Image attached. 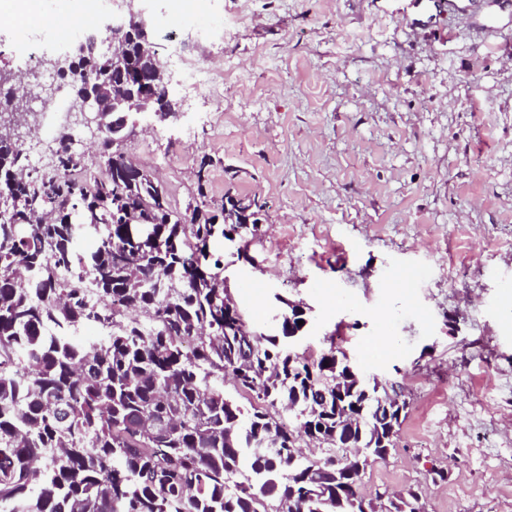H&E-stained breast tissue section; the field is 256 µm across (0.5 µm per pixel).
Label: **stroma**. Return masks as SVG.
Segmentation results:
<instances>
[{"label": "stroma", "mask_w": 512, "mask_h": 512, "mask_svg": "<svg viewBox=\"0 0 512 512\" xmlns=\"http://www.w3.org/2000/svg\"><path fill=\"white\" fill-rule=\"evenodd\" d=\"M181 50L223 80L216 98L174 94L210 123L188 145L143 116L155 133L130 151L177 210L205 157L209 197H258L264 235L209 243L249 328L276 331L282 300L303 303L297 354L342 352L406 399L362 494L512 512V21L432 25L412 0H214Z\"/></svg>", "instance_id": "obj_1"}]
</instances>
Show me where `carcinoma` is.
<instances>
[{
  "label": "carcinoma",
  "mask_w": 512,
  "mask_h": 512,
  "mask_svg": "<svg viewBox=\"0 0 512 512\" xmlns=\"http://www.w3.org/2000/svg\"><path fill=\"white\" fill-rule=\"evenodd\" d=\"M106 64L86 53L72 85L112 80ZM102 147L99 176L77 178L84 158L61 140L53 171L31 177L0 133V512H357L360 476L397 447L405 415L378 416L396 400L342 374L336 351L309 361L283 350L286 330L243 329L209 242L260 235L240 211L263 205L209 199L203 159L180 213L150 174L122 177L128 153L111 135ZM80 227L107 242L79 253ZM90 323L106 336L74 341ZM338 454L361 459L339 492L323 473ZM394 497L389 512L420 500Z\"/></svg>",
  "instance_id": "1"
}]
</instances>
